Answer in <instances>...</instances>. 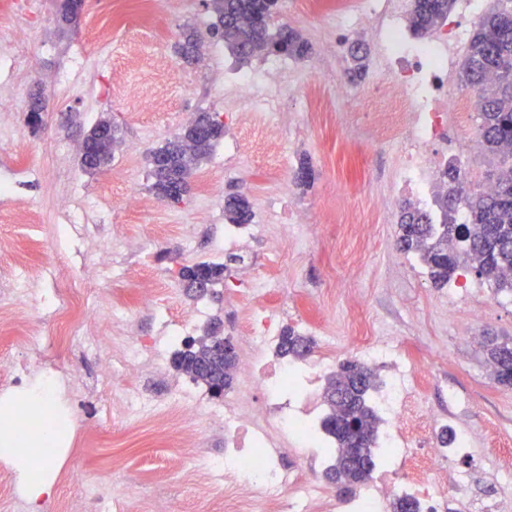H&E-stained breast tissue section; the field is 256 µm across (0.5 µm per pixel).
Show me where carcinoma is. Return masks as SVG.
Segmentation results:
<instances>
[{"label": "carcinoma", "mask_w": 512, "mask_h": 512, "mask_svg": "<svg viewBox=\"0 0 512 512\" xmlns=\"http://www.w3.org/2000/svg\"><path fill=\"white\" fill-rule=\"evenodd\" d=\"M454 0H413L411 24L415 34L424 36L439 21L448 17ZM217 22L214 31L224 46L241 61L278 52L304 59L311 50L309 42L293 28L270 31L277 0H211ZM201 36L190 28L178 44L182 57L196 58L201 51ZM460 82L478 95V144L489 158L490 193L469 191L459 170L448 167V192L438 201L441 215L404 205L399 219L397 247L416 257L427 270L428 278L439 287L450 283L459 267L471 265L480 279L497 293L512 294V6L492 10L473 33L459 74ZM224 123L212 119L207 132L200 134L189 125L175 139L149 151L146 161L151 189L159 198L182 199L190 190V177L201 161L208 158L216 144L224 139ZM88 152L81 166L98 172L108 166L119 143L117 129L109 117L101 118L85 136ZM466 212V222L452 218L458 210ZM224 213L231 224H250L254 213L248 198L231 193L224 197ZM242 261L230 255L227 262H196L181 268L186 288L203 279L213 288L224 282L228 263ZM314 340L288 326L281 336L276 354L282 358L304 359ZM484 352L497 384L507 383L506 369H512V340L495 336L484 339ZM173 367L210 385L222 380V388L231 386L237 369V357L213 348L205 337L189 339L172 355ZM378 386L375 371L356 360H345L328 380L324 400L328 406L321 421L323 432L331 438L336 456L325 472L328 482L347 490L366 484L377 466L379 418L371 405V393ZM352 415L362 430L357 442L346 418Z\"/></svg>", "instance_id": "carcinoma-1"}]
</instances>
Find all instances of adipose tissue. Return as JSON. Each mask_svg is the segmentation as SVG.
<instances>
[{"label": "adipose tissue", "mask_w": 512, "mask_h": 512, "mask_svg": "<svg viewBox=\"0 0 512 512\" xmlns=\"http://www.w3.org/2000/svg\"><path fill=\"white\" fill-rule=\"evenodd\" d=\"M51 414V399L43 383L0 407V441L11 446L7 459L24 488L29 512H41L43 501L55 490L54 448L42 428Z\"/></svg>", "instance_id": "adipose-tissue-1"}]
</instances>
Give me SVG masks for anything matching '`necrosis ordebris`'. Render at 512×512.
I'll return each instance as SVG.
<instances>
[{
    "mask_svg": "<svg viewBox=\"0 0 512 512\" xmlns=\"http://www.w3.org/2000/svg\"><path fill=\"white\" fill-rule=\"evenodd\" d=\"M407 0H365L359 11L337 10L336 38L325 49L324 58H338L349 33L360 32L375 40L377 56L373 87L367 109L373 114L372 130L379 142L398 139L401 163L394 184L396 193L408 197L419 208L429 207L445 183L442 174L449 161L467 158L470 140L459 137L448 153L434 152L435 144L448 139V119L468 111L471 93L452 81L455 52L470 38L467 19L478 16L485 0H456V20L427 42L413 38ZM224 107L239 121L257 125L266 143L280 135L278 114L288 97L299 100L307 121H314L309 101L317 97L315 80L289 57L272 56L256 70L228 71L218 89ZM308 216L296 201L287 209L266 213L263 223L250 226L227 225L225 250L246 252L250 241L263 237L266 225L301 227ZM251 286L262 302L242 310L236 333L245 352L237 387L223 402L204 401L190 382L173 385L162 397L148 396L127 386V377L137 370L162 377L167 372V351L182 342L204 317L203 309L187 314L167 315L164 335L123 336L119 340L102 335L101 325L126 320L122 306L104 300L98 307L96 326L85 324L86 301L73 279L57 278V305L49 316L55 327L53 342L67 348L78 346L83 358L97 363V375L111 379L114 411L119 417L148 419L155 424L180 418L194 435L203 437L220 429L224 432V459L205 466L181 468L180 478L188 485L207 490L223 485V497H210L208 512H384L394 496H415L421 512H435L445 484L439 478L442 451L428 449L425 463L411 475L396 468L381 470L375 483L355 495L352 501L334 497L317 479L314 469L286 467L289 449L305 447L317 429V409L311 408V385L336 360V344L327 339L316 360L306 366L276 358L271 348L288 313L284 295L288 281L276 274L253 279ZM30 296L18 284L0 282V328L26 344ZM350 348L360 362L382 364L389 373L379 408L385 427L379 446L397 465L416 455L414 435L434 426L435 415L421 402V390L430 373L413 363L396 342L373 336L352 337ZM466 512H512V497L480 496L474 492V478L458 475L452 484ZM133 500L134 490L116 492L111 482L92 484L77 481L48 506L49 512H115L119 499Z\"/></svg>",
    "mask_w": 512,
    "mask_h": 512,
    "instance_id": "1",
    "label": "necrosis or debris"
}]
</instances>
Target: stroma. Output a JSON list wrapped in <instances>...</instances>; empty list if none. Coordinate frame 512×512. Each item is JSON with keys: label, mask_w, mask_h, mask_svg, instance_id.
I'll return each instance as SVG.
<instances>
[{"label": "stroma", "mask_w": 512, "mask_h": 512, "mask_svg": "<svg viewBox=\"0 0 512 512\" xmlns=\"http://www.w3.org/2000/svg\"><path fill=\"white\" fill-rule=\"evenodd\" d=\"M15 2L0 0V54L23 47L36 69L0 75V90L14 106L8 126L0 130V177L24 172L13 195L0 197V274L13 272L28 287L46 288L51 267L80 261L88 250L134 240L139 251L121 248L114 253L115 264L128 270L125 277L103 278L93 269L81 270L77 286L88 304V318H95L99 301L110 293L129 308L124 335H156L154 314L137 306L135 298L139 288L162 277L172 292L173 313L186 314L203 304L210 319L232 329L237 307L252 301L242 265L231 266L227 275L236 292L220 285L199 299L186 293L180 269L213 260L227 222L226 194H243L256 208L273 204L279 173L294 176L301 162H309L313 179L299 198L312 218L322 222L321 236L299 252L284 225L272 224L250 248L251 255L260 256L277 245L280 266L288 275L291 319L313 321L318 328L314 341L335 338L341 361L353 356L347 342L358 321L385 327L413 362L429 368L424 405L471 436L472 451L456 456L449 473L470 471L483 477L512 464V389L495 383L480 347L487 333L512 338V299L478 284L475 270L467 267L460 277L477 287L472 295L449 303L447 289L434 287L422 265L396 261L397 220L367 225L358 239L343 230L352 216L372 213L374 198L389 193L400 162L397 143L379 146L349 137V130L368 129L373 120L361 103L325 109L312 124L295 122L292 107H285L278 149L252 151L236 174L228 176L224 148L216 146L199 165L183 200L162 203L150 189L147 151L177 135L185 125L184 114L223 115L224 100L215 87L224 81L225 64L237 62L230 55L190 65L174 50L187 26L204 34L206 44H218V37L209 33L215 20L209 0H122L127 19L121 25L111 22V0H83L79 18L68 25L56 17V0H37L36 11L23 13ZM277 11L281 22L311 44L304 63L313 65L333 30L332 17L289 11L287 0H278ZM91 21L107 31L106 40L88 39ZM78 49L94 56V66L76 67L73 53ZM164 67L170 70L166 83L156 78ZM64 71L71 72L72 82L62 88L55 78ZM36 84L54 106L49 127L38 131L25 123L28 92ZM147 94L162 102V109L140 106ZM105 116L120 127L122 142L105 172L89 173L80 166L77 148ZM206 189L212 202L209 217L202 220L197 213ZM134 194L152 200V207L130 211L126 201ZM63 196L74 201L81 224L64 237L58 234L69 222L58 210ZM28 213L39 218L40 243H32L30 227L21 220ZM27 334L29 341L22 347L0 338V370L17 362L34 363L44 354L73 360L71 350L53 345L51 322L40 312H31ZM111 396L112 383L104 380L77 405L89 422L72 431L57 477L134 484L138 503L133 512H153V502L161 497L169 512H205V492L184 485L177 467L223 459V433L198 444L179 421L163 429L125 422L113 417Z\"/></svg>", "instance_id": "1"}]
</instances>
